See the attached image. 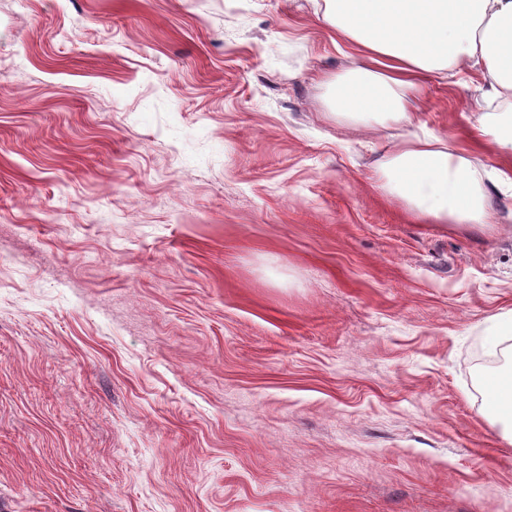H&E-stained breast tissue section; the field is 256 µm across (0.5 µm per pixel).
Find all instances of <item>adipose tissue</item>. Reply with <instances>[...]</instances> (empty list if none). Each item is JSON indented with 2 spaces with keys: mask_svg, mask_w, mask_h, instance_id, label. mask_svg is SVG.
Returning a JSON list of instances; mask_svg holds the SVG:
<instances>
[{
  "mask_svg": "<svg viewBox=\"0 0 512 512\" xmlns=\"http://www.w3.org/2000/svg\"><path fill=\"white\" fill-rule=\"evenodd\" d=\"M323 19L357 45L336 81V117L351 128L375 117L400 132L377 173L379 187L438 224L485 223V181L447 140L413 129L410 96L427 74L479 67L497 97L512 98V0H325ZM488 416L512 442V369L486 384Z\"/></svg>",
  "mask_w": 512,
  "mask_h": 512,
  "instance_id": "adipose-tissue-1",
  "label": "adipose tissue"
}]
</instances>
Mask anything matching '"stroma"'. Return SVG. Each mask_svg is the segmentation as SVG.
Segmentation results:
<instances>
[{
	"label": "stroma",
	"instance_id": "stroma-1",
	"mask_svg": "<svg viewBox=\"0 0 512 512\" xmlns=\"http://www.w3.org/2000/svg\"><path fill=\"white\" fill-rule=\"evenodd\" d=\"M324 0H0V512H512V193L431 224ZM490 87L415 122L477 167ZM489 406L486 408L493 423L502 425V435L512 444V369L503 370L486 384ZM507 405V411H505Z\"/></svg>",
	"mask_w": 512,
	"mask_h": 512
}]
</instances>
